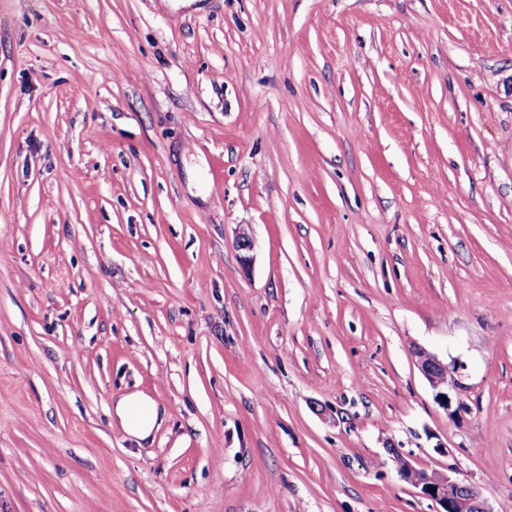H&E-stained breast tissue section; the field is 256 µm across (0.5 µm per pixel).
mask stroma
I'll list each match as a JSON object with an SVG mask.
<instances>
[{
    "mask_svg": "<svg viewBox=\"0 0 512 512\" xmlns=\"http://www.w3.org/2000/svg\"><path fill=\"white\" fill-rule=\"evenodd\" d=\"M392 448L512 507V0H0V512H434ZM415 356L417 366L433 390L438 404L448 410V414L452 416L464 410L465 404L460 399L462 385L457 379V376H460L462 364L456 361L448 364L437 355L422 348L416 350ZM444 398H447V401H444ZM159 417L156 403L139 392L121 396L112 404V419L136 439L151 436Z\"/></svg>",
    "mask_w": 512,
    "mask_h": 512,
    "instance_id": "1",
    "label": "stroma"
}]
</instances>
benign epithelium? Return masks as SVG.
<instances>
[{
	"label": "benign epithelium",
	"mask_w": 512,
	"mask_h": 512,
	"mask_svg": "<svg viewBox=\"0 0 512 512\" xmlns=\"http://www.w3.org/2000/svg\"><path fill=\"white\" fill-rule=\"evenodd\" d=\"M417 366L434 392L435 400L448 410L451 416L465 409L460 399L462 385L457 379L462 364L454 361L450 364L437 355L419 348L415 352ZM391 458L401 457V464L395 466L399 478L419 493L431 500L436 512H494L481 494L476 493L457 477L456 465L450 464L445 470L427 468L416 461L412 455L388 449Z\"/></svg>",
	"instance_id": "1"
}]
</instances>
